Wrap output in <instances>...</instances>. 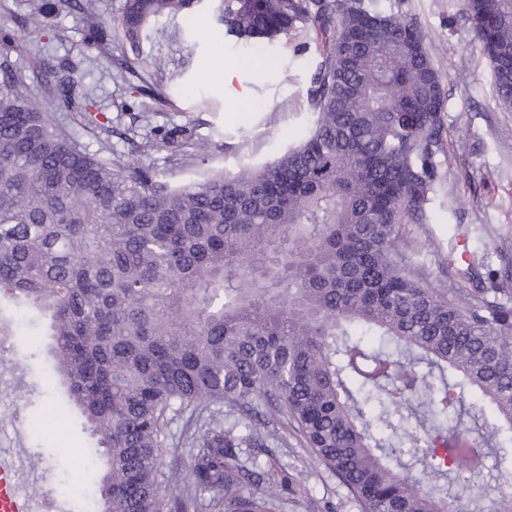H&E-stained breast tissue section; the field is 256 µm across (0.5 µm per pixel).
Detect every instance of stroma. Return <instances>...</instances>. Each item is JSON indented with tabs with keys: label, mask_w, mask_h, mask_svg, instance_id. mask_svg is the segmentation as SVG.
<instances>
[{
	"label": "stroma",
	"mask_w": 512,
	"mask_h": 512,
	"mask_svg": "<svg viewBox=\"0 0 512 512\" xmlns=\"http://www.w3.org/2000/svg\"><path fill=\"white\" fill-rule=\"evenodd\" d=\"M370 9L412 18L439 51L434 64L446 103L442 149L436 155V187L419 224L402 227L400 247L424 283L444 289L471 271L512 264V112L499 104L491 67L481 43L461 13L460 0H364ZM31 0H0V29L14 33L17 66L53 65L58 76H84L92 117L104 131L85 129L77 112L44 99L57 125L71 129L90 153L136 159L172 184L203 180L215 170L238 171L275 159L305 135L312 114L306 89L318 50L304 30L261 49L226 37L208 0L190 13L183 41L191 50L181 84L163 86L155 50L133 54L119 30L103 44L88 41L79 15L53 12L51 26L30 32L24 19ZM237 66L233 86L224 70ZM186 134L193 144L175 152L143 155L133 138ZM206 146L198 155L195 144ZM456 250V271L448 252ZM0 358V454L24 448L19 483L34 497L84 512L72 494L75 481L94 485L100 465L82 468L75 452L94 439L63 385L53 383L51 338L19 330L6 337ZM265 448L252 449L280 490L279 512H362L360 504L330 473L316 467L295 432L278 422L267 426Z\"/></svg>",
	"instance_id": "1"
}]
</instances>
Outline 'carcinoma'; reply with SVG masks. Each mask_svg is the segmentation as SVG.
<instances>
[{"label":"carcinoma","mask_w":512,"mask_h":512,"mask_svg":"<svg viewBox=\"0 0 512 512\" xmlns=\"http://www.w3.org/2000/svg\"><path fill=\"white\" fill-rule=\"evenodd\" d=\"M64 2L101 43L100 0ZM199 2L125 0L117 27L137 55L179 46ZM215 2L227 36L314 35V120L271 163L179 186L53 124L40 98L74 106L83 76L34 87L0 32V304L48 319L56 373L104 458L98 512H278L241 457L261 430L224 427L257 401L362 512H475L476 498L512 512V472L475 488L484 443L442 425L471 396L474 424L512 445V273L437 291L399 247L433 191L445 98L431 39L362 0ZM461 4L511 109L512 0ZM53 10L33 6L26 25L45 30ZM184 448L190 485L174 496L163 466Z\"/></svg>","instance_id":"cac0c4a2"}]
</instances>
